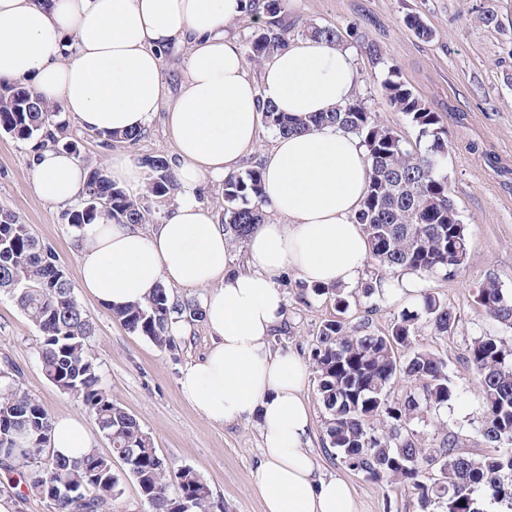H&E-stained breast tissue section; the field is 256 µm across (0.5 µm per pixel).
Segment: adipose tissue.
Here are the masks:
<instances>
[{
  "label": "adipose tissue",
  "mask_w": 512,
  "mask_h": 512,
  "mask_svg": "<svg viewBox=\"0 0 512 512\" xmlns=\"http://www.w3.org/2000/svg\"><path fill=\"white\" fill-rule=\"evenodd\" d=\"M246 0H0V82L27 86L82 129L142 131L157 113L174 144V203L142 227L103 221L75 229L79 283L107 308L145 303L155 288H199L211 331L206 353L186 364L180 393L208 421L258 418L263 440L255 473L265 512H358L352 486L323 475L308 451L312 421L302 392L307 367L270 342L285 319L279 282L295 272L310 284L351 286L362 275L368 243L354 217L370 165L360 140L328 127L277 136L263 156L264 209L278 215L233 258L203 182L237 173L272 102L291 116L328 112L357 91L346 49L294 40L247 70L226 31ZM186 48L182 79L167 94L164 52ZM34 191L67 206L85 189L74 157L43 149L32 157ZM93 442L76 418L53 423L50 453L78 457Z\"/></svg>",
  "instance_id": "ef3b65f1"
}]
</instances>
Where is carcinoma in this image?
<instances>
[{
	"label": "carcinoma",
	"instance_id": "1",
	"mask_svg": "<svg viewBox=\"0 0 512 512\" xmlns=\"http://www.w3.org/2000/svg\"><path fill=\"white\" fill-rule=\"evenodd\" d=\"M286 0H247L246 14L260 13L261 24L248 35L245 56L261 64L291 40L281 18ZM404 25L421 39L432 30L417 13ZM309 38L342 45L337 28L312 24ZM379 95L395 112L406 115L426 148H407L364 100L354 99L331 112L292 117L264 106L265 119L277 133L336 127L358 137L371 160L367 193L356 216L363 226L372 258L393 272L451 277L470 259L466 227L450 195L448 177L439 173V159L448 153V130L394 66L380 84ZM57 107L21 86L0 88V131L44 148L68 151L80 145ZM150 171L146 192L132 197L112 183L100 165H87L85 192L65 212L66 224L78 229L102 219L148 224L152 205L174 197L176 180L170 161L152 156L141 161ZM224 234L245 244L263 223L265 197L261 168L224 179ZM109 201L106 209L92 198ZM41 245L29 225L8 210H0V292L12 297L41 334L38 356L47 377L75 397L94 417L101 434L121 456L151 512H210L211 490L191 468H174L159 457L139 422L118 406L103 387L90 344L92 317L73 295L69 280ZM298 297L327 296L340 312L349 308L344 289L301 282ZM475 303L501 329L512 333V295L493 279L475 291ZM189 317L203 312L194 301L178 305L171 292L158 288L145 304L112 310L127 329L160 348L172 346L169 318L173 309ZM425 317L436 335L450 333L457 316L438 297L419 294V310L404 311L384 334L328 320L319 328L312 350L319 401L325 413V436L336 458L369 480H389L417 491L421 512H486V497L506 504L512 512V343L499 335L475 338L467 362L474 373L483 413L481 435L487 448L464 452L453 435L426 448L407 430L410 421L440 409L455 397L448 363L417 346L418 321ZM410 384L402 399L390 398L397 377ZM53 420L45 407L21 390L12 373L0 377V464L21 469L26 487L50 502L52 512H103L121 495V479L112 459L96 449L75 459L47 450ZM434 476L426 478L428 472ZM177 487L171 494L170 485Z\"/></svg>",
	"mask_w": 512,
	"mask_h": 512
}]
</instances>
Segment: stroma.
I'll return each mask as SVG.
<instances>
[{
    "mask_svg": "<svg viewBox=\"0 0 512 512\" xmlns=\"http://www.w3.org/2000/svg\"><path fill=\"white\" fill-rule=\"evenodd\" d=\"M488 7L497 10L501 27L482 23L481 14ZM287 10L295 36H302L311 24L345 32L344 45L358 71L357 98L367 100L381 121L405 141L415 142L417 131L403 113L392 111L379 97L384 74L361 51L358 34H366L380 47L387 63L401 71L448 129V154L439 170L448 177L471 257L454 276L423 277L424 289L454 309L459 322L445 336L435 335L429 323L420 322L416 341L447 359L455 397L439 411L414 421L412 427L424 443H439L442 432L448 431L457 436L462 448L480 452L484 447L479 434L482 413L466 356L475 338L498 335L502 329L477 308L474 291L492 277L505 293L512 294V83L505 79L512 74V0H288ZM411 12L419 13L432 29L431 40L420 39L405 27L402 19ZM72 133L82 140L85 156L96 164L114 151L137 162L174 154L173 140L159 120L140 141L110 148L101 145L94 132L76 127ZM0 209L29 224L55 253L69 280L77 281L79 255L64 210L36 195L30 144L4 134H0ZM297 283L293 273L280 282L286 319L272 346L294 352L307 362L319 326L337 311L326 296L300 301ZM74 295L95 321L92 346L103 386L150 435L158 455L173 466L192 468L209 485L214 512H264L254 478L262 448L257 422L213 425L179 391L181 368L202 356L210 343L204 321H194L190 335L175 337L173 346L163 349L129 332L92 296L79 289ZM416 307L412 295L397 300L379 294L359 296L352 300L346 319L353 323L369 319L372 331L384 333L402 311ZM39 341L36 326L9 295L0 293V368H17L23 390L52 417L81 419L94 448L111 457L114 473L122 478V493L110 512H150L92 415L48 380L38 357ZM303 396L312 413V455L324 474L340 475L351 483L360 512H420L416 495L406 487L365 480L328 456L324 451L326 413L316 395L315 376H308Z\"/></svg>",
    "mask_w": 512,
    "mask_h": 512,
    "instance_id": "obj_1",
    "label": "stroma"
}]
</instances>
